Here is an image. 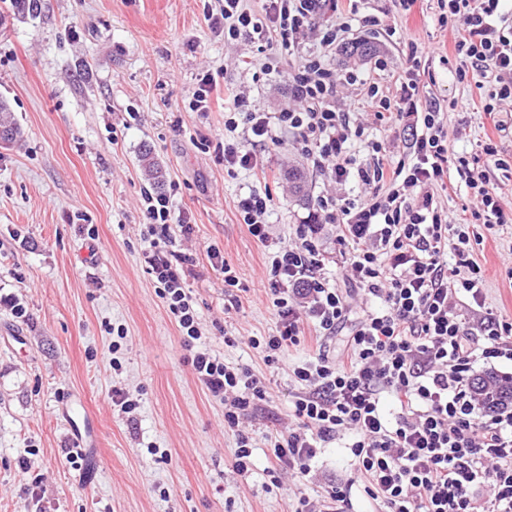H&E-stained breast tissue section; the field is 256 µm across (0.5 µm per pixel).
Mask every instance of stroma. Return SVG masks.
<instances>
[{
  "mask_svg": "<svg viewBox=\"0 0 512 512\" xmlns=\"http://www.w3.org/2000/svg\"><path fill=\"white\" fill-rule=\"evenodd\" d=\"M218 0H43L23 14L0 0V100L22 131L0 144V292L27 312L0 308V512H290L299 494L315 495L353 474L344 441L322 449L309 476L272 486L265 474L269 437L288 421L296 390L293 367L308 341L269 366L250 337L272 334L275 308L266 298L264 247L240 223L237 200L268 194L273 239L306 223L328 184L298 148L292 133L268 144V173L224 165V101L191 111L197 76L211 70L220 86L245 91L265 111L289 97L290 74L302 58L324 55L336 70L367 72L373 57L354 53L374 43L389 58L380 90L400 101V81L416 53L413 77L421 104L437 103L452 156L470 155L492 134L482 101L492 86L458 79L451 26L440 25L437 0H418L411 15L395 0H360V17L336 49L302 40L293 54L268 51L254 73L238 65L234 46L205 21ZM377 16L376 29L361 17ZM364 131L350 149L370 161L373 144L399 155L393 126L362 115ZM150 145L165 170L163 193L188 236L175 247L193 254L187 279L202 332L227 361L246 363L269 382V400L244 419L255 445L253 467L232 471L235 436L224 427V405L195 380L176 326L141 258L146 230L142 197L151 183L138 161ZM307 174L298 199L288 168ZM96 238H89L88 227ZM474 248L487 275V307L512 313V223L483 231ZM216 250L235 271L240 289L224 286L207 253ZM124 326L127 351L113 369L108 326ZM137 398L135 422L113 407L111 392ZM94 419L95 453L73 469L77 408ZM165 450L157 460L153 449Z\"/></svg>",
  "mask_w": 512,
  "mask_h": 512,
  "instance_id": "stroma-1",
  "label": "stroma"
}]
</instances>
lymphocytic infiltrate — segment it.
I'll return each instance as SVG.
<instances>
[{
  "mask_svg": "<svg viewBox=\"0 0 512 512\" xmlns=\"http://www.w3.org/2000/svg\"><path fill=\"white\" fill-rule=\"evenodd\" d=\"M224 0L206 15L225 41H245L257 52L271 46L294 50L306 32L323 48L335 47L347 24L335 21L340 0ZM453 21L456 74L476 73L494 85L498 98H512V25L504 0H448ZM379 62L368 74L361 111L409 130L399 159L377 154L363 165L350 155V104L338 88L340 74L323 57L303 58L291 74V101L265 111L244 93L225 98L224 164L264 170L257 145L289 131L302 153L334 185L357 178L363 196L318 197L308 223L293 225L284 245H270L265 221L270 196L241 197L237 212L248 231L267 245L265 293L278 316L275 333L250 339L267 365L302 338L313 354L293 370L297 391L289 423L270 439L266 474L281 484L285 474L311 472L321 448L347 439L357 478L383 512H512V408L487 410L469 380L477 363L512 361V315L486 305V275L473 257L468 228L505 224L497 195L480 163L501 169L493 139L481 140L469 167L474 207L458 223L434 199L448 191V139L439 108H419L417 83L402 82L399 109L380 96ZM245 139H236L237 129ZM148 231L142 260L156 294L174 321L192 372L203 390L224 404V426L236 437L232 469L253 466V438L242 428L249 411L266 402L269 386L244 365L226 362L202 340L196 301L187 286L190 254L175 250L172 209L166 194L143 197ZM336 231V252L321 234ZM455 264H448L447 253ZM338 257L348 280L366 298L353 308L346 289L325 275ZM347 331L345 349L327 344ZM351 483H329L316 496L300 495L292 512H352Z\"/></svg>",
  "mask_w": 512,
  "mask_h": 512,
  "instance_id": "obj_1",
  "label": "lymphocytic infiltrate"
}]
</instances>
